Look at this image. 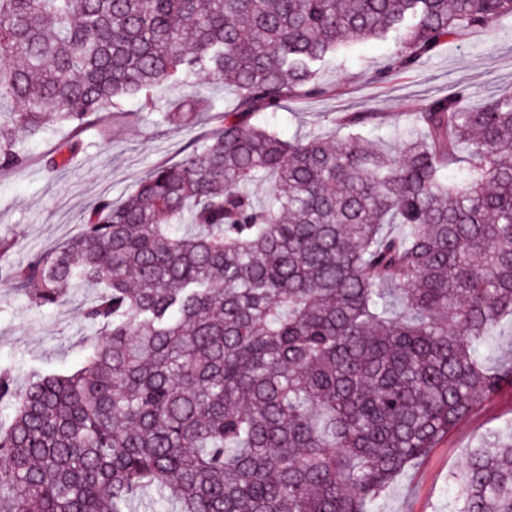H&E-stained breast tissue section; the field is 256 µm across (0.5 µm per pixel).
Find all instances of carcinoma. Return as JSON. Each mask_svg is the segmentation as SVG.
<instances>
[{
	"mask_svg": "<svg viewBox=\"0 0 512 512\" xmlns=\"http://www.w3.org/2000/svg\"><path fill=\"white\" fill-rule=\"evenodd\" d=\"M512 17V0H0V172L17 136L80 130L154 88L168 126L219 123L83 231L0 267L40 308L70 283L106 339L16 391L0 368V512H380L394 479L504 386L512 349V95L457 87L395 121L284 140L268 114L329 88L319 65L391 41L380 83ZM453 176H448V170ZM272 182L267 198L249 185ZM452 512H512V422L452 476ZM193 88L198 93L210 97L217 102V109L224 111V107L228 108L231 106L236 98V89L226 84H213L208 83L204 79H198L195 81Z\"/></svg>",
	"mask_w": 512,
	"mask_h": 512,
	"instance_id": "carcinoma-1",
	"label": "carcinoma"
}]
</instances>
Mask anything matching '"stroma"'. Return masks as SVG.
Masks as SVG:
<instances>
[{
  "label": "stroma",
  "instance_id": "1",
  "mask_svg": "<svg viewBox=\"0 0 512 512\" xmlns=\"http://www.w3.org/2000/svg\"><path fill=\"white\" fill-rule=\"evenodd\" d=\"M391 50L390 43L372 41L334 58L319 74L329 94L289 100L273 116V129L285 140L330 136L335 118L343 113L369 105L391 117L456 86L468 87L478 104L512 95L510 18L449 41L411 72L372 82L373 72L385 64ZM190 88L221 108L236 98L235 88L225 83L199 79ZM190 88L159 86L152 109L144 108L138 98L122 101L123 118L106 127H85L78 135L81 148L54 169L45 161L73 135L71 128L52 126L23 140L30 164L0 175V265L24 266L34 254L75 237L100 200L121 204L149 170L177 161L191 142L211 131L206 119L181 129L160 120L159 109ZM101 292L98 286L77 285L61 303L38 308L12 283L0 282V367L11 368L17 388H25L32 373L65 371L83 363L103 335L84 321L82 309ZM509 420L512 389L506 388L450 430L422 462L399 474L382 497L381 512H448L451 474L463 466L489 428Z\"/></svg>",
  "mask_w": 512,
  "mask_h": 512
}]
</instances>
